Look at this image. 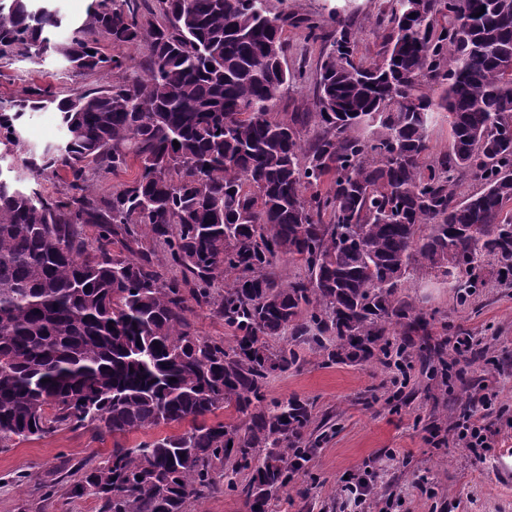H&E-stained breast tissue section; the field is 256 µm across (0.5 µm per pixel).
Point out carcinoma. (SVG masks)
<instances>
[{"mask_svg":"<svg viewBox=\"0 0 512 512\" xmlns=\"http://www.w3.org/2000/svg\"><path fill=\"white\" fill-rule=\"evenodd\" d=\"M283 4L160 0L153 22L142 0H98L58 46L57 11L0 0L1 60L55 53L72 73L112 77L65 97L34 83L0 101L5 146L19 144L24 113L59 112L60 140L27 164L70 174L59 199L0 170V447L53 429L115 436L190 422L117 443L85 471L73 494L96 498L100 512H185L228 463L251 476L227 489L266 512L308 461L300 442L312 423L309 404L268 398L269 375L300 360L270 339L309 336L335 364L388 365L396 329L429 325L398 295L404 280L434 274L465 300L489 265L512 277V140L502 135L512 72L501 65L512 56V0H387L368 65L356 60L353 17L334 12L317 111L289 116L274 108L302 74L285 62ZM130 47L143 49L133 77ZM441 110L452 147L432 158ZM132 158L136 176L96 197L88 166L118 172ZM463 178L482 188L458 200L450 187ZM85 224L100 226L92 253ZM144 233L182 277L161 279L144 252L111 254L112 237ZM280 257L305 275L278 282L268 267ZM218 278L231 331L219 341L192 329L184 294L192 284L208 304ZM221 408L238 421H208Z\"/></svg>","mask_w":512,"mask_h":512,"instance_id":"1","label":"carcinoma"}]
</instances>
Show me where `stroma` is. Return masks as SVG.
<instances>
[{
  "instance_id": "35a3bbf8",
  "label": "stroma",
  "mask_w": 512,
  "mask_h": 512,
  "mask_svg": "<svg viewBox=\"0 0 512 512\" xmlns=\"http://www.w3.org/2000/svg\"><path fill=\"white\" fill-rule=\"evenodd\" d=\"M383 2L286 0L284 7L298 19H315L327 34L336 28L334 11L351 8L361 33L357 57L368 63L380 49L372 30ZM283 37L289 68L303 70L305 79L283 93L277 110L314 111L320 47L305 40L298 24L286 26ZM34 82L65 96L109 79L69 73L58 56L0 60V100L20 97ZM19 132L20 148L0 156L1 166L21 169L24 160L61 136L50 107L25 113ZM399 294L430 319L428 335L393 338L405 348V370L375 360L331 364L311 341L300 340L295 347L301 363L270 376L269 398L311 403L306 439L313 452L290 487L271 498L268 512H347L345 479L367 466L375 473L373 503L394 499L391 512H512V483L497 471L498 461L512 456V284L488 275L485 287L462 302L448 281L413 277ZM464 335L472 336L473 348L460 355L453 344ZM478 393L492 394L502 415L495 446L482 463L464 448L431 439L433 426L458 418ZM184 429L173 423L117 439L88 429H57L0 448V512H99L96 499L71 493L86 469L106 458L114 444L132 447L147 436Z\"/></svg>"
}]
</instances>
